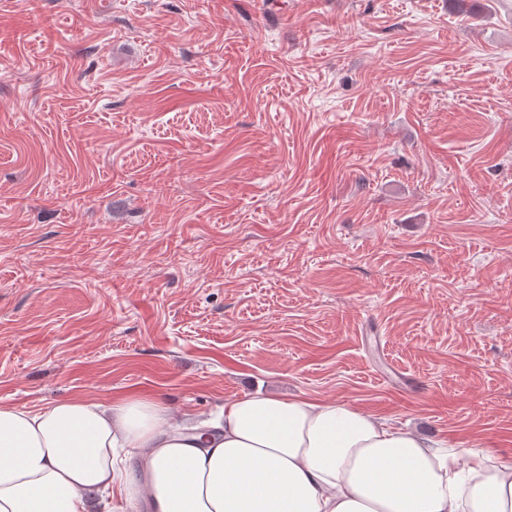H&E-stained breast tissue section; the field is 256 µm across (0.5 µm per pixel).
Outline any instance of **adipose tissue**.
<instances>
[{"mask_svg":"<svg viewBox=\"0 0 512 512\" xmlns=\"http://www.w3.org/2000/svg\"><path fill=\"white\" fill-rule=\"evenodd\" d=\"M115 488L145 512H512V459L261 392L203 429L149 397L0 406V512H89Z\"/></svg>","mask_w":512,"mask_h":512,"instance_id":"obj_1","label":"adipose tissue"}]
</instances>
